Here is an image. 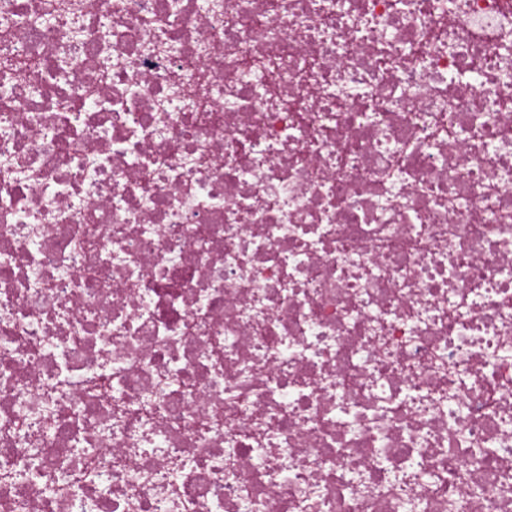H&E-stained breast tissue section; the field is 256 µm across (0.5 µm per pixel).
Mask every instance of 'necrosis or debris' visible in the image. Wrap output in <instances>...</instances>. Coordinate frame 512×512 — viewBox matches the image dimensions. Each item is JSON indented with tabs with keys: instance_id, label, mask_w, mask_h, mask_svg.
<instances>
[{
	"instance_id": "necrosis-or-debris-1",
	"label": "necrosis or debris",
	"mask_w": 512,
	"mask_h": 512,
	"mask_svg": "<svg viewBox=\"0 0 512 512\" xmlns=\"http://www.w3.org/2000/svg\"><path fill=\"white\" fill-rule=\"evenodd\" d=\"M0 512H512V0H0Z\"/></svg>"
}]
</instances>
